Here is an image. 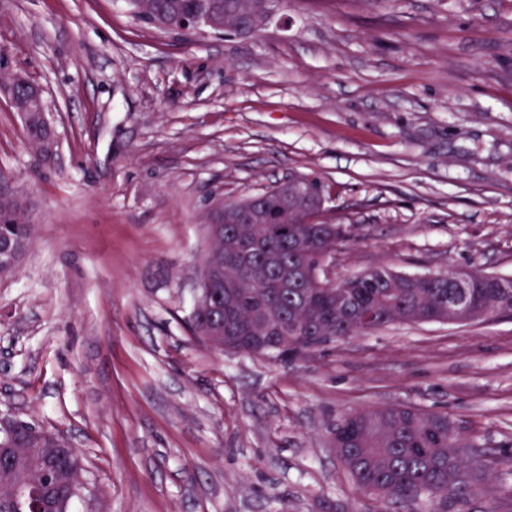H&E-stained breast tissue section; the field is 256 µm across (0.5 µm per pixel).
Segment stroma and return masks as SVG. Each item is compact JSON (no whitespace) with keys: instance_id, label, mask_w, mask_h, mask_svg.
Instances as JSON below:
<instances>
[{"instance_id":"35a3bbf8","label":"stroma","mask_w":512,"mask_h":512,"mask_svg":"<svg viewBox=\"0 0 512 512\" xmlns=\"http://www.w3.org/2000/svg\"><path fill=\"white\" fill-rule=\"evenodd\" d=\"M308 173L351 231L332 278L512 275V0H286L244 38L168 34L124 0H0V175L35 224L0 279V411L72 444L78 512H378L332 431L400 404L448 413L512 486V316L288 360L192 336L211 198ZM19 83L23 87H28L25 105L21 110H19L21 118L26 121V117L29 118L34 115L40 116L44 120L48 129V135L44 139L39 125L34 124L25 129L28 145L34 152L38 153L45 160L39 150L40 143L43 139L46 155L52 159L56 152L57 140L55 133L46 118L43 90L41 87L33 85L23 79L19 80Z\"/></svg>"}]
</instances>
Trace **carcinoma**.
<instances>
[{"label":"carcinoma","instance_id":"1","mask_svg":"<svg viewBox=\"0 0 512 512\" xmlns=\"http://www.w3.org/2000/svg\"><path fill=\"white\" fill-rule=\"evenodd\" d=\"M284 0H128L132 14L176 35L182 14L197 11L224 21L218 32L234 35L250 14L278 11ZM329 186L313 174L273 186L252 210L224 205V238L213 241L203 264L218 258L222 278L212 288L224 304V345L245 354H304L330 342L371 333L390 324L446 322L459 312L468 320L512 315V276L448 270L405 274L381 266L332 281L313 276L326 256L347 239L345 225L325 216ZM28 207L0 191V230L12 236L19 256L34 238ZM334 447L358 490L387 505L386 512H509L512 486L490 488L486 459L443 412L411 405L365 409L333 430ZM65 441L33 423L13 435L0 455V512H9L16 482L79 481L81 460L65 453L63 471L42 468L28 449L56 456Z\"/></svg>","mask_w":512,"mask_h":512}]
</instances>
